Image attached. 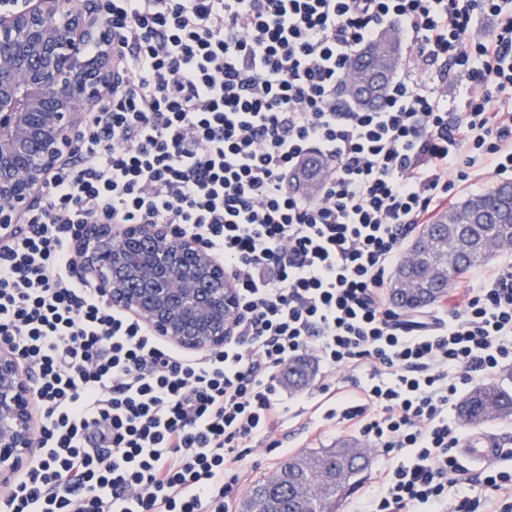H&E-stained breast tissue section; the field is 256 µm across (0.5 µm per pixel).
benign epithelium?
<instances>
[{
  "instance_id": "obj_1",
  "label": "benign epithelium",
  "mask_w": 512,
  "mask_h": 512,
  "mask_svg": "<svg viewBox=\"0 0 512 512\" xmlns=\"http://www.w3.org/2000/svg\"><path fill=\"white\" fill-rule=\"evenodd\" d=\"M0 3V231L25 223L51 174L74 155L88 113L120 84L116 51L99 0ZM94 42L97 51H88ZM385 81L351 83L358 105L377 101ZM79 273L109 303L188 353L221 349L238 323L224 266L197 240L167 224H89L75 242ZM37 452L30 380L0 343V495Z\"/></svg>"
}]
</instances>
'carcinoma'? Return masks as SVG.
Returning <instances> with one entry per match:
<instances>
[{"mask_svg": "<svg viewBox=\"0 0 512 512\" xmlns=\"http://www.w3.org/2000/svg\"><path fill=\"white\" fill-rule=\"evenodd\" d=\"M512 182H501L481 194L469 195L441 219L423 227L416 236L422 259L407 267L399 263L391 287L397 289L398 308H417L398 290L402 280L412 278L439 301L467 271L485 265L493 254L489 239H512L502 235L498 223L503 203L509 201ZM472 206L488 216L484 223L465 224L462 215ZM311 364L300 359L288 366V385L304 386ZM458 416L469 426L493 419H512V390L493 380L472 387L458 407ZM372 450L355 439L343 438L330 448L297 453L282 460L271 478L253 483L240 503V512H337L348 494L363 482L371 465Z\"/></svg>", "mask_w": 512, "mask_h": 512, "instance_id": "obj_1", "label": "carcinoma"}]
</instances>
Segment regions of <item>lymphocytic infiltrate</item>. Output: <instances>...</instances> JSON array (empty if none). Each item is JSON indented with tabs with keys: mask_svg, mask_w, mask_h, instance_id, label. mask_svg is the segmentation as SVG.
Instances as JSON below:
<instances>
[{
	"mask_svg": "<svg viewBox=\"0 0 512 512\" xmlns=\"http://www.w3.org/2000/svg\"><path fill=\"white\" fill-rule=\"evenodd\" d=\"M104 20L122 81L0 236V340L33 378L39 450L0 512H233L303 356L329 379L309 412L339 403L389 459L361 512H512L511 467L461 493L452 416L512 361V259L421 316L386 294L449 198L512 177V0H106ZM389 28L407 52L380 104L337 111ZM312 154L310 196L293 173ZM94 222L169 224L223 263L240 316L223 349L182 352L80 276Z\"/></svg>",
	"mask_w": 512,
	"mask_h": 512,
	"instance_id": "obj_1",
	"label": "lymphocytic infiltrate"
}]
</instances>
